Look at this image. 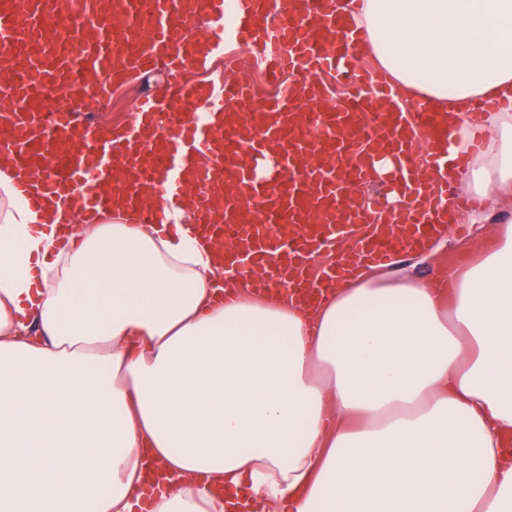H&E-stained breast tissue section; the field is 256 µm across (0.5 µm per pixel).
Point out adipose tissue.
I'll list each match as a JSON object with an SVG mask.
<instances>
[{"instance_id": "ef3b65f1", "label": "adipose tissue", "mask_w": 512, "mask_h": 512, "mask_svg": "<svg viewBox=\"0 0 512 512\" xmlns=\"http://www.w3.org/2000/svg\"><path fill=\"white\" fill-rule=\"evenodd\" d=\"M346 7L398 102L479 144L449 186L512 195V0ZM41 183L0 155V512H512L511 223L305 310L225 281L190 200L85 224Z\"/></svg>"}]
</instances>
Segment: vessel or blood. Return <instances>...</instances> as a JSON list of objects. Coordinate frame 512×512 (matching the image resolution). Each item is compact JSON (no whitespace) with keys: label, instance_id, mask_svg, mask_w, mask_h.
Listing matches in <instances>:
<instances>
[{"label":"vessel or blood","instance_id":"1","mask_svg":"<svg viewBox=\"0 0 512 512\" xmlns=\"http://www.w3.org/2000/svg\"><path fill=\"white\" fill-rule=\"evenodd\" d=\"M0 0V94L22 104L16 119L0 125V153L23 171L36 156L65 154L62 172L45 178L42 198L74 189L86 223L116 203L135 208L143 222L166 223V215L143 201L140 187L158 183L169 201L196 191L198 220L216 238L237 247L227 258L230 276L260 263L267 284H306L307 298L345 274L341 265L312 272L310 262L335 243L344 226L374 224L381 208L370 202L340 205L351 182L375 178L374 160L389 155L388 183L409 187L408 201L383 231L360 240L357 253L379 263L415 238L433 231L443 207H456L436 174L445 165L466 166L450 152L448 119L429 105L414 113L393 106L395 89L376 69L355 71L359 32L336 0ZM294 19L282 23L281 15ZM209 28L197 37L200 20ZM246 45L252 64L271 75L292 73L277 96L253 111L241 82L197 83L190 71L208 69L215 56ZM165 63L168 80L138 103V120L123 141L103 137L93 113L112 98L114 81L151 72ZM355 78L350 100L331 112L316 109L324 96L318 74ZM68 87L74 96L49 127L36 134L32 105L47 86ZM237 136L240 156L230 158L226 139ZM428 147L416 164L414 140Z\"/></svg>","mask_w":512,"mask_h":512}]
</instances>
